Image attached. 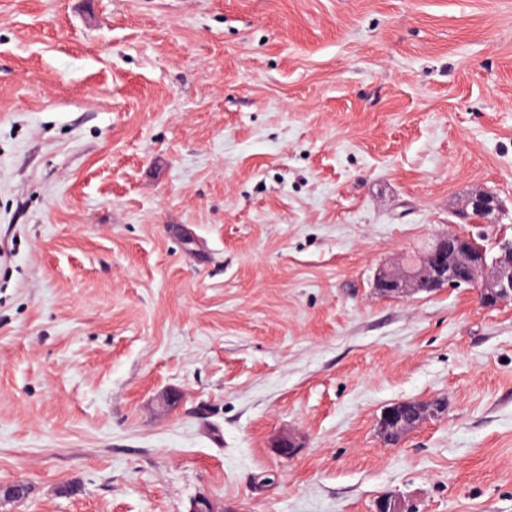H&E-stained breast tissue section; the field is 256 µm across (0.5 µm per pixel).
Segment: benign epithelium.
<instances>
[{"label": "benign epithelium", "mask_w": 512, "mask_h": 512, "mask_svg": "<svg viewBox=\"0 0 512 512\" xmlns=\"http://www.w3.org/2000/svg\"><path fill=\"white\" fill-rule=\"evenodd\" d=\"M500 208L495 196L479 192L467 200L460 217L471 225H495L497 221L492 216ZM480 240L481 237L468 232L438 235L414 265L405 263L378 269L374 287L381 296L396 298L465 286L476 289L481 304L487 308L512 303V235L500 230L495 233L491 239L493 260L490 262L487 261V249ZM396 409L398 404L395 403L382 412L379 428L393 429L396 437L400 438L410 431V427L399 424ZM272 448L279 456L292 457L298 445L293 438L283 435L272 444ZM376 512L406 510L400 499L384 495L376 502Z\"/></svg>", "instance_id": "7a95c632"}]
</instances>
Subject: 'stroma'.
I'll return each instance as SVG.
<instances>
[{
	"mask_svg": "<svg viewBox=\"0 0 512 512\" xmlns=\"http://www.w3.org/2000/svg\"><path fill=\"white\" fill-rule=\"evenodd\" d=\"M479 192L512 0H0V512H512V303L373 286Z\"/></svg>",
	"mask_w": 512,
	"mask_h": 512,
	"instance_id": "1",
	"label": "stroma"
}]
</instances>
